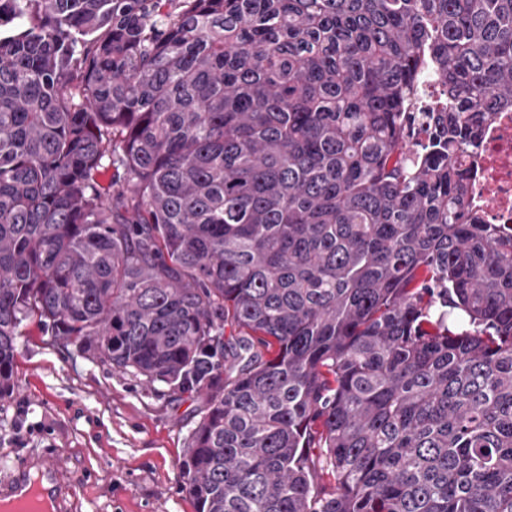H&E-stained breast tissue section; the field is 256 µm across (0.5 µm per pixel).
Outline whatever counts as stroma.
Wrapping results in <instances>:
<instances>
[{
  "label": "stroma",
  "mask_w": 512,
  "mask_h": 512,
  "mask_svg": "<svg viewBox=\"0 0 512 512\" xmlns=\"http://www.w3.org/2000/svg\"><path fill=\"white\" fill-rule=\"evenodd\" d=\"M17 387L0 399V476L60 457L71 512H195L181 475L200 397H173L55 343L36 321L17 339Z\"/></svg>",
  "instance_id": "obj_1"
}]
</instances>
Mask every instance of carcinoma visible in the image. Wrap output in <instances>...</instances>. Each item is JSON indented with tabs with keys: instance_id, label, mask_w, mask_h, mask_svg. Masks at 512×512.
Here are the masks:
<instances>
[{
	"instance_id": "obj_1",
	"label": "carcinoma",
	"mask_w": 512,
	"mask_h": 512,
	"mask_svg": "<svg viewBox=\"0 0 512 512\" xmlns=\"http://www.w3.org/2000/svg\"><path fill=\"white\" fill-rule=\"evenodd\" d=\"M511 109L512 0H0V398L35 320L205 397L197 512H512ZM470 201L488 224L512 225V111L499 112L467 157Z\"/></svg>"
}]
</instances>
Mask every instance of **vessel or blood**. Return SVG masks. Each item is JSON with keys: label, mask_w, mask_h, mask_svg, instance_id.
Returning a JSON list of instances; mask_svg holds the SVG:
<instances>
[{"label": "vessel or blood", "mask_w": 512, "mask_h": 512, "mask_svg": "<svg viewBox=\"0 0 512 512\" xmlns=\"http://www.w3.org/2000/svg\"><path fill=\"white\" fill-rule=\"evenodd\" d=\"M68 483L58 457L48 455L13 465L0 481V512H67Z\"/></svg>", "instance_id": "vessel-or-blood-1"}]
</instances>
